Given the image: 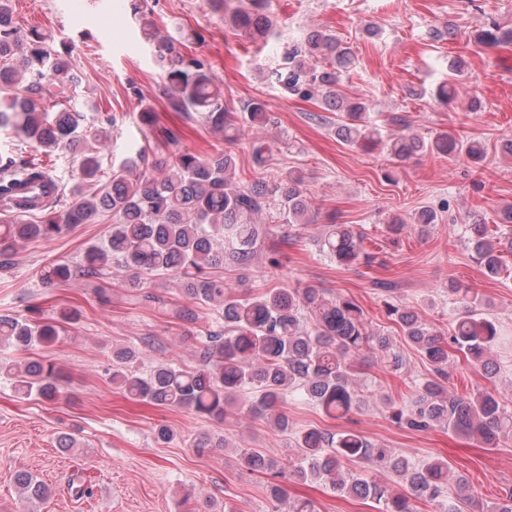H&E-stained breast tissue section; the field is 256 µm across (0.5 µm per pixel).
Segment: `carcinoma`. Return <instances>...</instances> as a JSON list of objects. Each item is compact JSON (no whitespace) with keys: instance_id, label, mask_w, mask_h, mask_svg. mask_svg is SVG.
<instances>
[{"instance_id":"carcinoma-1","label":"carcinoma","mask_w":512,"mask_h":512,"mask_svg":"<svg viewBox=\"0 0 512 512\" xmlns=\"http://www.w3.org/2000/svg\"><path fill=\"white\" fill-rule=\"evenodd\" d=\"M129 2L146 40L167 64L166 95L172 110L189 118L201 117L224 134L226 141L244 135L247 126L267 122L261 100L249 102L243 112L224 107L221 90L204 64L185 59L172 41L156 33V23L147 17L141 0ZM266 3L248 0L225 15V22L232 30L266 44L272 31ZM473 40L483 47H495L512 41V28L494 22ZM69 55V46L57 49L36 30L27 42H20L12 26L11 0H0V131L12 132L47 157L83 143L81 174L94 184L91 192L74 191L75 201L69 209L47 207L33 222L6 207L1 209L0 258L7 259L21 242L50 241L80 224L108 218L112 224L106 238L85 252L87 275L96 276L113 262L124 285L131 288H141L149 279H170L180 284L187 299L213 307L224 320L221 329L207 334L198 350L197 367L160 361L143 376L130 367L137 357L135 349H114L113 385L132 400L217 420L244 395L247 413L265 416L279 430L287 431L288 416L280 409L287 392L302 393L330 418H343L365 402L358 383V361L364 352L375 353L394 372L405 368L406 360L390 337L372 329L363 309L351 298H330L322 288L298 285L253 293L224 278V263L249 267L258 245L269 237L271 228L260 216L278 214L283 223L299 226L315 223L301 171L291 170L270 183L239 184L234 181L236 163L231 154L219 151L202 158L183 151L173 154L163 176L137 175L138 163L145 159L141 152L112 166L109 181L95 183L100 156L88 144V137H79L80 114L63 107ZM16 59L30 76L25 86L14 66ZM353 59L351 48L338 36L315 28L284 52L273 75L285 92L316 96L324 109L336 113V138L346 144L363 149L383 145L398 161L430 151L450 159L463 158L474 166L481 164L486 157L483 143L459 141L450 134L426 140L412 132L401 115L386 119L395 130L384 136L379 126L366 121V103L338 89L340 74ZM449 70L448 83L435 92L445 104L458 99V78L466 62L457 57ZM12 165L10 161L0 167V196L9 181L24 176L32 181L51 179L41 162L27 161L18 170ZM438 221L434 210L423 209L408 221L392 219L388 228L397 232L410 222L426 230ZM466 229L473 258L483 274L490 279L500 277L507 270L503 253L512 251V239L503 242L499 232L475 218L468 220ZM365 239L362 231L349 224H329L317 238V246L329 258L350 266L364 253ZM70 276L65 264L47 266L41 273L47 283L66 282ZM452 292L461 295V306L452 316L446 337L414 308L386 303L387 314L399 326L404 341L430 365V374L413 382L410 400L389 399L386 408L402 428L416 432L446 428L495 448L512 437V406L495 391L453 394L446 383L448 366L459 359L487 376L495 374L492 357L497 324L481 312L478 293L469 288ZM68 318L66 313L32 320L1 316L0 347L29 350L51 345ZM1 374L12 378L16 393L25 400L51 401L60 393L59 371L51 363L21 365L1 357ZM190 447L204 453L224 447V439L201 432ZM294 448L295 455L286 465L251 448L239 451L241 468L269 478L265 489L274 503H283L284 485L291 480L322 481L338 495L371 502L374 512H413L411 495L439 506V512H464L469 503L465 479L455 475L447 461L436 458L418 464L352 429L338 433L317 427L301 429L295 432ZM351 464L362 472H353ZM388 475L399 479L398 486L382 480ZM16 483L34 507L49 497L46 486L27 471L16 474ZM453 484L458 494L451 498L448 489Z\"/></svg>"}]
</instances>
